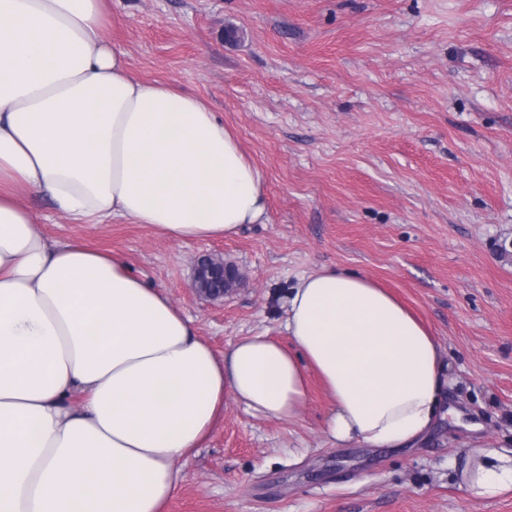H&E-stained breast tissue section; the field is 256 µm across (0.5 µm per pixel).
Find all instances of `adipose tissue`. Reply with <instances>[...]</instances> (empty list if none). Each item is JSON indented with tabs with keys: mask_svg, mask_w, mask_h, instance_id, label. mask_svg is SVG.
Instances as JSON below:
<instances>
[{
	"mask_svg": "<svg viewBox=\"0 0 512 512\" xmlns=\"http://www.w3.org/2000/svg\"><path fill=\"white\" fill-rule=\"evenodd\" d=\"M108 15V0H0V512H162L226 398L292 422L312 370L336 444L425 438L446 365L370 278L297 277L292 347L256 334L220 356L121 257L37 230L28 195L74 224L177 240L230 237L265 214L235 133L202 99L137 77ZM471 468L475 495L512 490V455L482 450Z\"/></svg>",
	"mask_w": 512,
	"mask_h": 512,
	"instance_id": "obj_1",
	"label": "adipose tissue"
}]
</instances>
